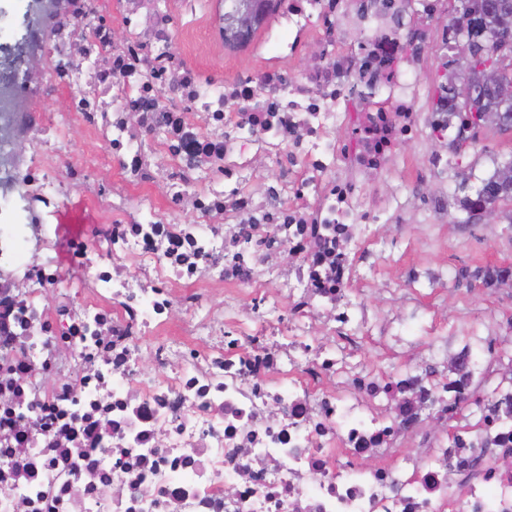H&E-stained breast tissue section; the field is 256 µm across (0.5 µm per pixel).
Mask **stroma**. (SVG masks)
Returning a JSON list of instances; mask_svg holds the SVG:
<instances>
[{
	"label": "stroma",
	"mask_w": 512,
	"mask_h": 512,
	"mask_svg": "<svg viewBox=\"0 0 512 512\" xmlns=\"http://www.w3.org/2000/svg\"><path fill=\"white\" fill-rule=\"evenodd\" d=\"M221 0H198L196 13L180 17L177 32L183 38L189 65L213 75L230 76L241 69H257L259 57L230 52L219 44H206L202 35L220 10ZM457 163L442 178L422 184L421 198L447 193L449 218L440 224H384L382 236L402 239L404 247L394 262L377 261L365 290L371 327L358 338L354 349H337L341 378L353 371L406 372L433 370L434 380L445 378L448 362L442 349L456 351L471 346L479 358L490 361L486 379L476 386L483 398L512 381L506 360L488 354L486 342L512 337V281L484 288L472 272L489 266L512 267V224L506 220L512 203L499 205L504 218L494 224L462 223L463 212L455 200L474 195L493 164L512 159V129L480 126L468 140L459 142ZM478 409L467 404L463 415L435 425L422 418L405 440L416 449L448 432L475 426Z\"/></svg>",
	"instance_id": "35a3bbf8"
}]
</instances>
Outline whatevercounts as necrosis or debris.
<instances>
[{"label":"necrosis or debris","instance_id":"4bbe7bcc","mask_svg":"<svg viewBox=\"0 0 512 512\" xmlns=\"http://www.w3.org/2000/svg\"><path fill=\"white\" fill-rule=\"evenodd\" d=\"M161 2L122 0L120 39L104 0H32L0 43V212L20 217L0 228V512H512V388L410 455L406 418L459 414L447 390L336 381L367 323L363 242L393 258L379 225L448 210L410 192L453 156L401 148L471 133L421 63H448L441 0H272L274 65L227 79L185 61L196 0ZM74 124L94 155L71 156ZM75 187L100 212L65 270ZM320 323L332 343L309 344Z\"/></svg>","mask_w":512,"mask_h":512}]
</instances>
